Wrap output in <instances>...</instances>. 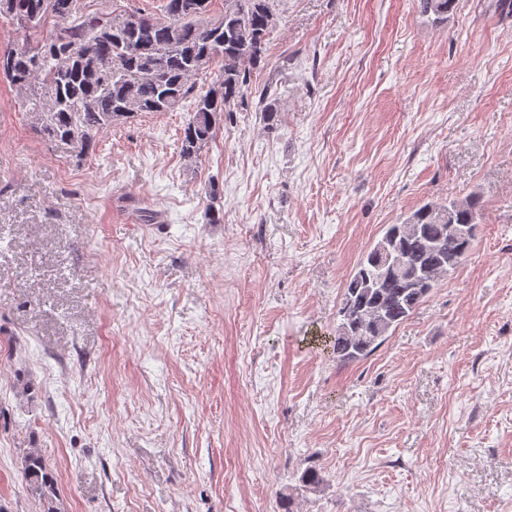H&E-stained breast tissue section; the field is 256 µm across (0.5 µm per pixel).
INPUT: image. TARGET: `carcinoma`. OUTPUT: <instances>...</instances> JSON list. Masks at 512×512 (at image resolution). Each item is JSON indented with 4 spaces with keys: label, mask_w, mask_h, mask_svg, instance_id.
<instances>
[{
    "label": "carcinoma",
    "mask_w": 512,
    "mask_h": 512,
    "mask_svg": "<svg viewBox=\"0 0 512 512\" xmlns=\"http://www.w3.org/2000/svg\"><path fill=\"white\" fill-rule=\"evenodd\" d=\"M20 36L0 55V73L25 95L28 111L45 141L88 154L96 135L141 113L170 112L190 99L193 116L184 127L180 153L198 157L216 136L221 120L244 102L251 73L264 68L276 25L277 0H224V15L202 21L210 0H164L165 16L88 12L81 0H11ZM455 0H419L421 12L440 18ZM54 11L46 20L47 9ZM41 65H29L31 53ZM220 63L217 80L197 87V76ZM261 115L275 130L281 113L268 96ZM481 201L476 195L444 204L427 202L362 255L346 285L328 347L342 364L374 353L391 331L407 321L441 277L472 250ZM22 469L28 490L44 512L55 506L56 477L37 448H27ZM300 487L318 493L323 472L306 468Z\"/></svg>",
    "instance_id": "cac0c4a2"
}]
</instances>
